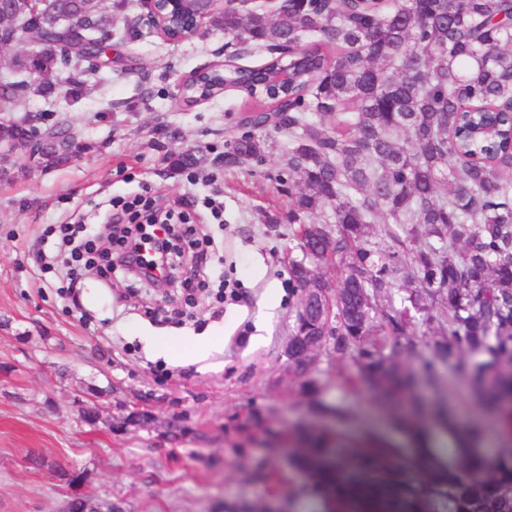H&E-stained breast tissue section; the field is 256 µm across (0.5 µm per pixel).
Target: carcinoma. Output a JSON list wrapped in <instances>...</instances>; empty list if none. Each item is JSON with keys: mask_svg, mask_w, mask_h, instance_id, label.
Instances as JSON below:
<instances>
[{"mask_svg": "<svg viewBox=\"0 0 512 512\" xmlns=\"http://www.w3.org/2000/svg\"><path fill=\"white\" fill-rule=\"evenodd\" d=\"M89 0H7L24 30L45 41L36 73L0 89V112L18 110L31 95L47 96L50 77L93 71L112 39V20ZM94 9L97 48L72 60L71 37L57 22ZM209 25L266 54L263 69L286 67L288 88L266 91L260 71L228 58L210 75L223 90L244 91L266 103L228 154L237 164H260L267 142L256 134L264 117L288 136L277 174L291 204L285 221L302 258L291 261L296 286L315 278L336 299L301 324L304 300L291 332L328 336L322 357L288 366L302 379L304 397L317 400L322 358L349 363L350 381L388 399L410 397L417 415L426 403L414 395L405 357L410 310L440 309L434 360L454 368L483 404L506 412L512 432V0H279L273 12L213 10ZM333 118L326 126L315 115ZM27 128L0 127V140L20 153ZM61 142L43 165L68 161ZM424 242L413 249L416 228ZM410 255V261L402 255ZM337 265L336 282L311 274L314 264ZM417 278L395 305L398 281ZM500 372L496 388L482 390L480 370ZM481 431L469 432L456 466H432L381 443L337 448L328 434L301 432L290 463L341 491L340 510L361 512L357 491L373 492L397 512H512V453L494 461L474 451Z\"/></svg>", "mask_w": 512, "mask_h": 512, "instance_id": "1", "label": "carcinoma"}]
</instances>
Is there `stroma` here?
I'll list each match as a JSON object with an SVG mask.
<instances>
[{"label":"stroma","mask_w":512,"mask_h":512,"mask_svg":"<svg viewBox=\"0 0 512 512\" xmlns=\"http://www.w3.org/2000/svg\"><path fill=\"white\" fill-rule=\"evenodd\" d=\"M100 6L112 16L111 65L86 78L78 100L33 95L23 106L67 117L81 133L80 158L0 182V512H69L77 493L99 512H334L313 478L288 465L298 427L337 426L310 410L285 373L282 345L299 298L289 263L300 253L274 176L288 140L267 132L261 165L217 164L257 102L229 91L188 106L179 88L193 71L223 63L236 43L207 26L178 43L146 30L131 39L141 0ZM187 150L197 167H174L171 153ZM137 195L195 222L211 268L193 301L177 281L154 292L136 287L122 265L98 278L67 262L61 227L90 222L107 236L114 205ZM228 282L247 303L225 304ZM150 334L174 351L199 335L218 341L188 359L161 354ZM349 375L339 361L323 364L320 398L348 412L351 442L376 433L414 455L393 419L408 403L389 413ZM418 391L457 432L481 415L454 369ZM86 404L97 406L96 423L81 418ZM139 409L147 420L123 426ZM254 411L262 423L237 430ZM64 471L82 475L78 488L61 480Z\"/></svg>","instance_id":"35a3bbf8"}]
</instances>
